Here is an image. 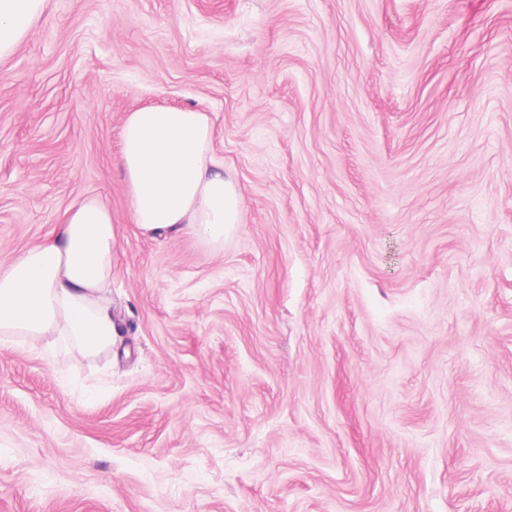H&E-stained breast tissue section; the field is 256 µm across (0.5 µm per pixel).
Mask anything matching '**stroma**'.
<instances>
[{"label": "stroma", "instance_id": "1", "mask_svg": "<svg viewBox=\"0 0 512 512\" xmlns=\"http://www.w3.org/2000/svg\"><path fill=\"white\" fill-rule=\"evenodd\" d=\"M215 113L222 248L133 224ZM85 196L112 350L0 345V512H512V0H46L0 60V267ZM216 135L211 112L144 106L128 113L117 163L142 234L193 232L220 248L238 229L242 200L216 159Z\"/></svg>", "mask_w": 512, "mask_h": 512}]
</instances>
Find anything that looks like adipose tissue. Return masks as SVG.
<instances>
[{"label":"adipose tissue","mask_w":512,"mask_h":512,"mask_svg":"<svg viewBox=\"0 0 512 512\" xmlns=\"http://www.w3.org/2000/svg\"><path fill=\"white\" fill-rule=\"evenodd\" d=\"M45 0H0V59L12 54L42 14ZM212 113L144 106L120 131L121 168L134 224L142 234L192 232L223 246L240 222L242 200L214 154ZM122 229L97 197L64 213L49 237L0 269V342L28 337L43 352L61 343L88 355L117 334L108 297Z\"/></svg>","instance_id":"obj_1"}]
</instances>
